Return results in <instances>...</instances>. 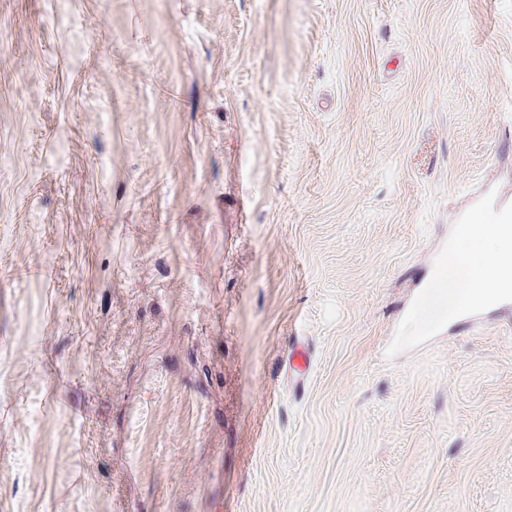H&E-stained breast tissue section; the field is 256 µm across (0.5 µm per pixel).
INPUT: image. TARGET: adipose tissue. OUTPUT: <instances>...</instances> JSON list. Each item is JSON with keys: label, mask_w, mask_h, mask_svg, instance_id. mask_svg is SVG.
<instances>
[{"label": "adipose tissue", "mask_w": 512, "mask_h": 512, "mask_svg": "<svg viewBox=\"0 0 512 512\" xmlns=\"http://www.w3.org/2000/svg\"><path fill=\"white\" fill-rule=\"evenodd\" d=\"M473 237L486 247L482 267L469 285L471 293L481 297L512 281V231L494 224H478L473 229Z\"/></svg>", "instance_id": "obj_1"}]
</instances>
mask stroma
<instances>
[{
  "label": "stroma",
  "mask_w": 512,
  "mask_h": 512,
  "mask_svg": "<svg viewBox=\"0 0 512 512\" xmlns=\"http://www.w3.org/2000/svg\"><path fill=\"white\" fill-rule=\"evenodd\" d=\"M504 206L512 0H0V512H512ZM472 225L474 229L470 239L482 241L486 250L482 266L471 283L464 287L470 288L471 292L448 286L439 278L431 279L421 290L422 301L432 307L435 323L451 318L455 323L471 326L487 307L506 304L512 299L511 293L501 290L489 299H476L473 296L489 295L496 292L501 284L512 281V232L499 228L498 224ZM488 269L495 272L494 278L486 275Z\"/></svg>",
  "instance_id": "stroma-1"
}]
</instances>
